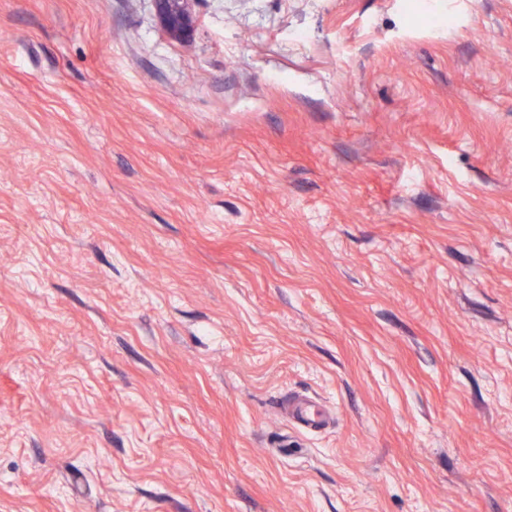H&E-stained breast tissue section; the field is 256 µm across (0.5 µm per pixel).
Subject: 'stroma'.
I'll return each mask as SVG.
<instances>
[{
  "label": "stroma",
  "instance_id": "obj_1",
  "mask_svg": "<svg viewBox=\"0 0 512 512\" xmlns=\"http://www.w3.org/2000/svg\"><path fill=\"white\" fill-rule=\"evenodd\" d=\"M193 8L0 0V512H512V0ZM159 22L176 39H187L192 34L194 20L193 0H153ZM283 409L289 421L309 432L324 429L333 420L328 409L306 396L288 399Z\"/></svg>",
  "mask_w": 512,
  "mask_h": 512
}]
</instances>
